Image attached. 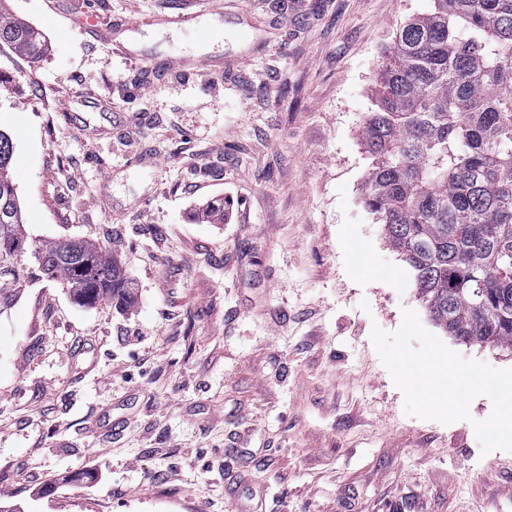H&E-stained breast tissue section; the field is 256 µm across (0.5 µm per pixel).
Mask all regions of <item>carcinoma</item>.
Returning a JSON list of instances; mask_svg holds the SVG:
<instances>
[{
  "mask_svg": "<svg viewBox=\"0 0 512 512\" xmlns=\"http://www.w3.org/2000/svg\"><path fill=\"white\" fill-rule=\"evenodd\" d=\"M395 33L363 128L365 203L414 273L436 324L465 343L512 345V0H431ZM0 45L45 38L0 10ZM0 131V309L58 282L83 305L134 302L117 262L86 241L28 237Z\"/></svg>",
  "mask_w": 512,
  "mask_h": 512,
  "instance_id": "obj_1",
  "label": "carcinoma"
}]
</instances>
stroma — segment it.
I'll return each instance as SVG.
<instances>
[{
    "instance_id": "1",
    "label": "stroma",
    "mask_w": 512,
    "mask_h": 512,
    "mask_svg": "<svg viewBox=\"0 0 512 512\" xmlns=\"http://www.w3.org/2000/svg\"><path fill=\"white\" fill-rule=\"evenodd\" d=\"M429 0H7L0 130L27 233L119 263L0 316V490L28 512H512V452L404 412L373 326L462 357L363 203L375 69ZM195 15L193 29L166 17ZM223 205L225 222L201 216ZM41 31L23 20L12 17L0 7V45H6L30 57H39L45 49Z\"/></svg>"
}]
</instances>
